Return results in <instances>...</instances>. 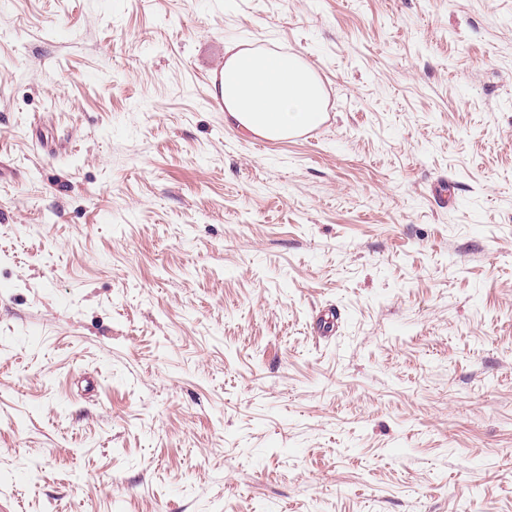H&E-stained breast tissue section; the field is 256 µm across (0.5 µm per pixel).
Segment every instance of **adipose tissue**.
I'll use <instances>...</instances> for the list:
<instances>
[{
  "instance_id": "obj_1",
  "label": "adipose tissue",
  "mask_w": 512,
  "mask_h": 512,
  "mask_svg": "<svg viewBox=\"0 0 512 512\" xmlns=\"http://www.w3.org/2000/svg\"><path fill=\"white\" fill-rule=\"evenodd\" d=\"M222 93L227 124L270 140L316 126L325 111L324 90L312 69L285 54H230Z\"/></svg>"
}]
</instances>
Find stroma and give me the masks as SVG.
Listing matches in <instances>:
<instances>
[{
  "instance_id": "obj_1",
  "label": "stroma",
  "mask_w": 512,
  "mask_h": 512,
  "mask_svg": "<svg viewBox=\"0 0 512 512\" xmlns=\"http://www.w3.org/2000/svg\"><path fill=\"white\" fill-rule=\"evenodd\" d=\"M272 507L512 512V0H0V512ZM209 93L227 124L270 140L316 126L325 111L324 90L312 69L285 54H230L211 72Z\"/></svg>"
}]
</instances>
